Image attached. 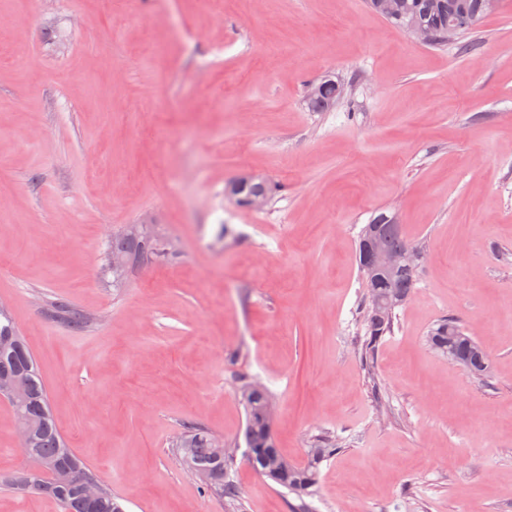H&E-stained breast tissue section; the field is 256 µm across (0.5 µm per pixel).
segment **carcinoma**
I'll return each instance as SVG.
<instances>
[{
  "label": "carcinoma",
  "mask_w": 512,
  "mask_h": 512,
  "mask_svg": "<svg viewBox=\"0 0 512 512\" xmlns=\"http://www.w3.org/2000/svg\"><path fill=\"white\" fill-rule=\"evenodd\" d=\"M368 5L387 23L407 33L413 28L429 31L434 36L430 42L432 46L446 45L471 34L489 13L487 0H368ZM322 85L321 92L308 98L307 106L313 111L325 110L343 96V87L335 82L324 81ZM369 237L379 248L391 253H408L417 249V245L406 237L403 225L384 212L374 216L362 228L359 238ZM112 253L126 255L132 265L149 258L170 260L175 256L168 244L153 236L147 227L135 234L128 232L113 241ZM360 273L366 290L363 350L368 359L384 336L391 333L395 308L410 298L414 274L376 267L370 271L362 269ZM51 311L74 329H81L86 324V317L69 304L56 302L51 305ZM0 336L15 337V344L0 353V363H4L20 380L22 395L11 404V409L14 417L24 419L31 429L33 461L48 464L69 458L79 468L87 469L56 425L37 361L25 337L17 334L14 322L4 314H0ZM427 343L440 356L464 366L470 375L479 379L488 376L486 353L465 334L456 319L447 317L439 320L430 329ZM238 382L237 394L247 414L244 431L246 455L252 458L253 468L291 492L304 493L314 487L319 465L336 454L337 448L318 440L308 449L305 464L288 463L277 448L273 420L266 413V407L272 401L270 390L249 380L245 374L238 376ZM220 444L221 440L214 435L190 426L176 448L181 463L200 479L204 490L227 499L240 512V492L231 477L235 456L221 455ZM47 496L58 502L64 512H124L119 498L109 487L105 488L103 497L93 503L75 487L53 490Z\"/></svg>",
  "instance_id": "carcinoma-1"
}]
</instances>
